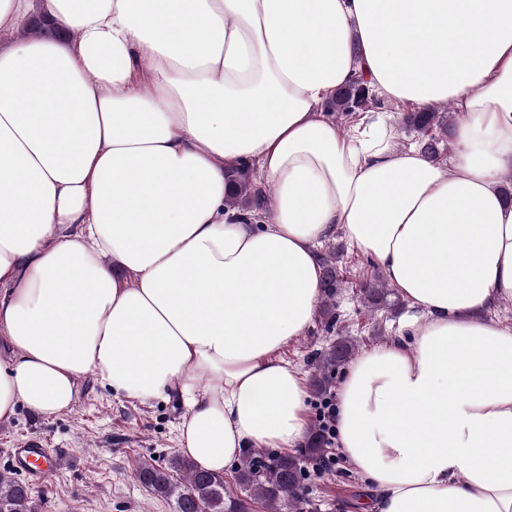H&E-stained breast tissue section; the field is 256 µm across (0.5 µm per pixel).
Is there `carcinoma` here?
<instances>
[{
  "instance_id": "cac0c4a2",
  "label": "carcinoma",
  "mask_w": 512,
  "mask_h": 512,
  "mask_svg": "<svg viewBox=\"0 0 512 512\" xmlns=\"http://www.w3.org/2000/svg\"><path fill=\"white\" fill-rule=\"evenodd\" d=\"M378 103L375 94L363 79L356 78L339 89L329 102V111L346 119L372 108ZM408 129L417 134L421 150L439 160L442 136L448 133L445 112H411L403 117ZM230 191L226 203L245 210H259L266 189L256 185L250 167L242 165L232 170ZM339 256L332 251L320 254L323 268V290L320 299L321 317L326 323L336 322L333 296L341 287L343 278L337 267ZM365 299L375 308L396 306L390 300L394 290L387 282L373 276L362 282ZM354 340L337 341L314 358V383L319 394L329 391L332 375L355 350ZM328 442L316 430L297 455H278L257 448L246 449L235 469L233 482L222 473L202 470L192 460L175 454L165 466L147 461L137 465L141 483L154 495L170 500L174 512H251V504L259 503L266 512H306L309 502L303 495L308 466L327 461ZM0 507L5 512H32L29 490L23 483L0 476Z\"/></svg>"
}]
</instances>
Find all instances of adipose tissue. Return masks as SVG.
<instances>
[{
	"label": "adipose tissue",
	"instance_id": "ef3b65f1",
	"mask_svg": "<svg viewBox=\"0 0 512 512\" xmlns=\"http://www.w3.org/2000/svg\"><path fill=\"white\" fill-rule=\"evenodd\" d=\"M56 36H32L34 16ZM455 108L447 165L360 113ZM270 186L226 205L227 174ZM512 0H0V423L71 410L95 375L179 398V447L223 471L297 447L318 246L383 267L410 314L337 390L366 512H512ZM206 374L198 386V374ZM250 167H235L230 175V191L226 203L231 207L259 211L266 195V189L256 185Z\"/></svg>",
	"mask_w": 512,
	"mask_h": 512
}]
</instances>
